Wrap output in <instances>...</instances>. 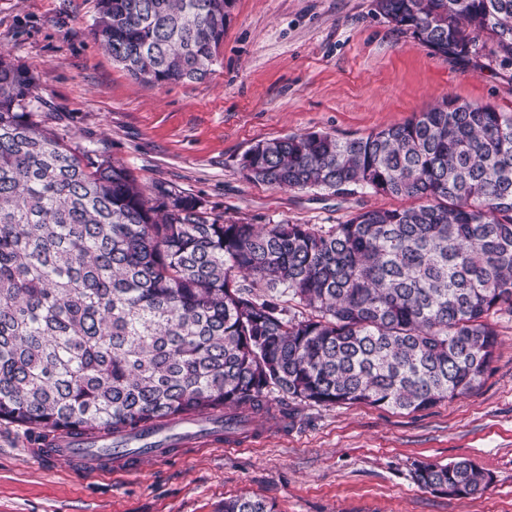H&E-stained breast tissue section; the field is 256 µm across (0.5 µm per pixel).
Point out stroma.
Here are the masks:
<instances>
[{
	"label": "stroma",
	"mask_w": 512,
	"mask_h": 512,
	"mask_svg": "<svg viewBox=\"0 0 512 512\" xmlns=\"http://www.w3.org/2000/svg\"><path fill=\"white\" fill-rule=\"evenodd\" d=\"M98 0H0V50L33 70L43 125L105 151L144 186L206 200L248 224L327 228L400 199L247 180L258 142L321 131L361 137L446 97L512 113V67L431 54L376 14L374 0H233L212 74L154 85L132 79L95 41ZM494 361L471 393L405 412L294 403L288 428L238 449L208 445L136 475L40 462L22 428L0 423V512H222L253 496L276 512H512V314L491 315ZM469 459L483 494L419 487L414 462Z\"/></svg>",
	"instance_id": "stroma-1"
}]
</instances>
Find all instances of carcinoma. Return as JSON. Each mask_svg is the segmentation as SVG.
I'll use <instances>...</instances> for the list:
<instances>
[{"instance_id":"1","label":"carcinoma","mask_w":512,"mask_h":512,"mask_svg":"<svg viewBox=\"0 0 512 512\" xmlns=\"http://www.w3.org/2000/svg\"><path fill=\"white\" fill-rule=\"evenodd\" d=\"M438 56L512 66V0H375ZM232 0H99L93 35L137 80H205ZM37 77L0 52V422L133 436L224 409V432L288 401L418 411L472 392L512 312V115L454 98L362 137L288 134L246 178L413 203L328 229L240 224L146 189L38 120ZM310 309L290 317L286 299ZM278 393L277 403L271 394ZM420 487L483 493L469 460L413 464ZM224 512H275L261 498Z\"/></svg>"}]
</instances>
